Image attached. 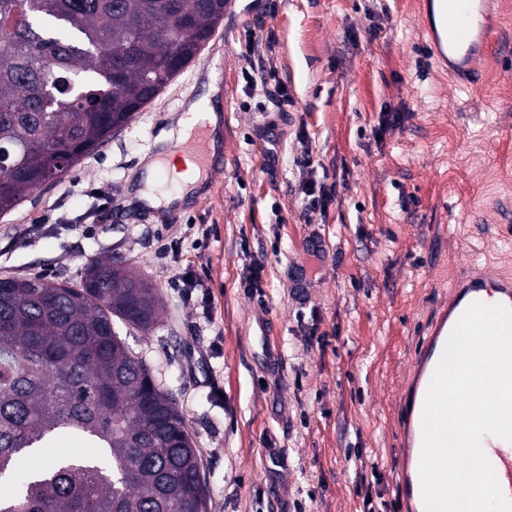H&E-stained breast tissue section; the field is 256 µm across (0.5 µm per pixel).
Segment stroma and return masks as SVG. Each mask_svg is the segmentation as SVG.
Listing matches in <instances>:
<instances>
[{"label": "stroma", "instance_id": "stroma-1", "mask_svg": "<svg viewBox=\"0 0 512 512\" xmlns=\"http://www.w3.org/2000/svg\"><path fill=\"white\" fill-rule=\"evenodd\" d=\"M416 2L244 0L126 128L0 217V278L74 282L112 259L155 286L156 328L125 338L177 401L209 512H367L370 493L402 512L400 375L457 270L512 276V57L491 49L478 88H461L432 59ZM205 96L221 133L212 177L180 204L134 202ZM384 112L404 119L374 136ZM301 130L313 174L296 164ZM312 177L335 198L310 224ZM174 237L211 319L166 283L158 253Z\"/></svg>", "mask_w": 512, "mask_h": 512}]
</instances>
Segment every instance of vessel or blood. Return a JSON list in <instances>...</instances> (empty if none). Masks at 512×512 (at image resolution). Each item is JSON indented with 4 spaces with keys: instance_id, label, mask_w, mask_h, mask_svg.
Listing matches in <instances>:
<instances>
[{
    "instance_id": "vessel-or-blood-1",
    "label": "vessel or blood",
    "mask_w": 512,
    "mask_h": 512,
    "mask_svg": "<svg viewBox=\"0 0 512 512\" xmlns=\"http://www.w3.org/2000/svg\"><path fill=\"white\" fill-rule=\"evenodd\" d=\"M434 2L439 26L429 33L432 56L443 65L454 63L457 73L473 72L476 58L485 55L497 41L495 26L488 18L492 0ZM476 302L512 308V277L476 265L456 277L402 376L401 394L393 419L397 453L392 466L402 512H424L419 478L422 408L453 327L468 307ZM492 457L502 493L512 500V448H493Z\"/></svg>"
}]
</instances>
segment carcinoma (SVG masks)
<instances>
[{"mask_svg":"<svg viewBox=\"0 0 512 512\" xmlns=\"http://www.w3.org/2000/svg\"><path fill=\"white\" fill-rule=\"evenodd\" d=\"M226 0H0V214L127 126L197 55ZM156 288L94 261L76 283L0 279V512H208L172 395L129 351ZM76 435L95 448L23 468Z\"/></svg>","mask_w":512,"mask_h":512,"instance_id":"1","label":"carcinoma"}]
</instances>
